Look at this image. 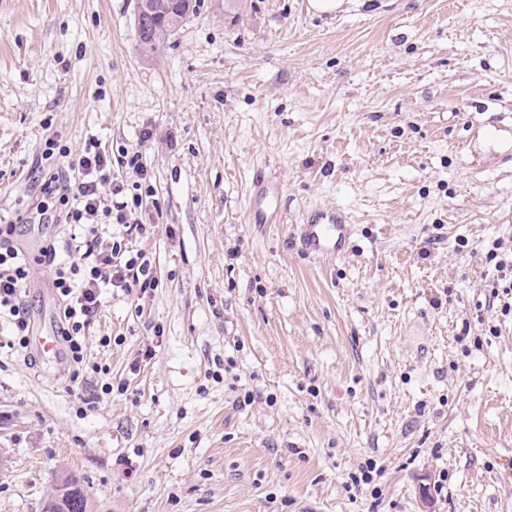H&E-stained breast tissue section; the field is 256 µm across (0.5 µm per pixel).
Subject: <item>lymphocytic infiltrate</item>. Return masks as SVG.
<instances>
[{
	"label": "lymphocytic infiltrate",
	"instance_id": "obj_1",
	"mask_svg": "<svg viewBox=\"0 0 512 512\" xmlns=\"http://www.w3.org/2000/svg\"><path fill=\"white\" fill-rule=\"evenodd\" d=\"M45 157H61V164L42 177V189L64 241L46 242L36 259H28L15 243L23 216L0 224V327L9 329L5 348L29 345L30 319L22 298L32 264L49 267L58 299L59 333L70 355V380L78 382L84 367L82 338L104 304V291L117 288L140 295L157 286L143 252L130 250L128 241L146 234L143 224L130 223L144 197L128 192L112 176L113 163L143 172L139 155L113 159L96 141L86 142L78 154L47 141Z\"/></svg>",
	"mask_w": 512,
	"mask_h": 512
}]
</instances>
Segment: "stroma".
I'll list each match as a JSON object with an SVG mask.
<instances>
[{
  "instance_id": "obj_1",
  "label": "stroma",
  "mask_w": 512,
  "mask_h": 512,
  "mask_svg": "<svg viewBox=\"0 0 512 512\" xmlns=\"http://www.w3.org/2000/svg\"><path fill=\"white\" fill-rule=\"evenodd\" d=\"M134 5L0 0V215L61 237L35 221L47 138L139 154L157 281L86 332L85 381L125 387L97 409L66 360L0 356V512L66 476L87 512H512L485 259L512 247V0H199L154 54ZM262 175L280 223L249 220ZM332 209L346 255L307 253Z\"/></svg>"
}]
</instances>
